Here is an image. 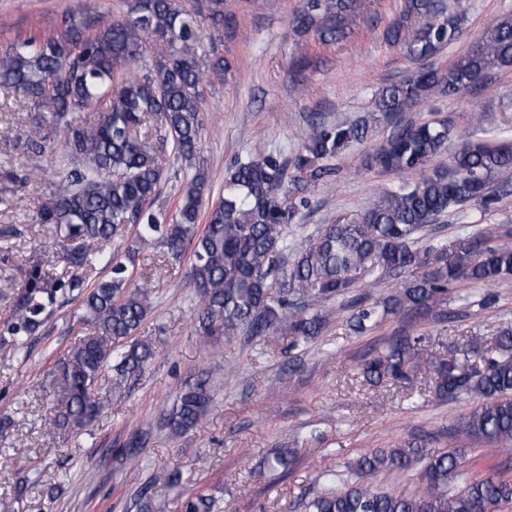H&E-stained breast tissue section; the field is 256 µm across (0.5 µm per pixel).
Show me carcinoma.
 Segmentation results:
<instances>
[{
    "label": "carcinoma",
    "instance_id": "carcinoma-1",
    "mask_svg": "<svg viewBox=\"0 0 512 512\" xmlns=\"http://www.w3.org/2000/svg\"><path fill=\"white\" fill-rule=\"evenodd\" d=\"M213 31L203 12L181 0H132L127 15L111 19L89 4L64 10L57 37L31 34L0 47V89L24 95L33 123L43 132L25 142L36 155L60 156L62 177L41 209L44 224L59 228L67 271L48 273L32 262L14 296L13 310L0 325V344L27 350L61 297L83 293L79 323L91 333L68 349L53 371L60 388L53 424L70 430L92 426L103 410L95 394L111 371L110 389L120 391L153 357L151 347L134 342L152 308L150 282H133L135 250L105 255L112 240L133 234L151 240L179 261L186 242L194 243L189 287L198 298L193 332L207 344L231 343L280 330L290 346L319 336L325 319L310 307L354 288H370L383 277L400 284L350 318L364 334L389 314L447 315L450 286L492 285L512 277V245L490 244L485 234L460 238L451 247H418L417 234L452 208L488 207L512 194V142L450 149L456 136L443 120L420 124L405 114L433 96L459 95L484 84L487 75L512 67V14L490 24L448 68L419 69L407 80L379 91L371 113L354 122L310 123L297 155L296 174L262 149L237 162L224 177V195L210 201L202 169L181 189V205L171 216L154 208L166 167L193 164L201 149L205 86L210 76L233 70L218 52L224 0H206ZM366 0H302L292 17L294 32L337 44L353 33ZM465 16L442 0H404L387 28V41L415 61L436 56L465 36ZM93 113L90 121L75 113ZM391 132L367 157L381 172L425 174L414 183L383 189L363 210L322 227L312 238L288 247L286 229L308 207L309 184L335 173L330 161L368 139L378 125ZM448 155V164L432 165ZM110 276L85 289L86 275L99 264ZM423 338L399 335L385 351L362 364L372 382L390 377L410 383V355ZM438 393L478 399L454 425L459 436L487 442L512 441V326L502 328L483 349L434 359ZM209 374L185 385L165 422L173 431L198 427L211 393ZM149 433L136 430L123 443V461L138 462L137 449ZM421 467L422 489L415 495L379 490L370 479L383 471ZM321 478L339 485L313 496L306 512H499L512 504V480L498 475L470 480L457 448L430 451L418 442L377 448L346 470H326ZM182 512H218V498L191 493Z\"/></svg>",
    "mask_w": 512,
    "mask_h": 512
}]
</instances>
